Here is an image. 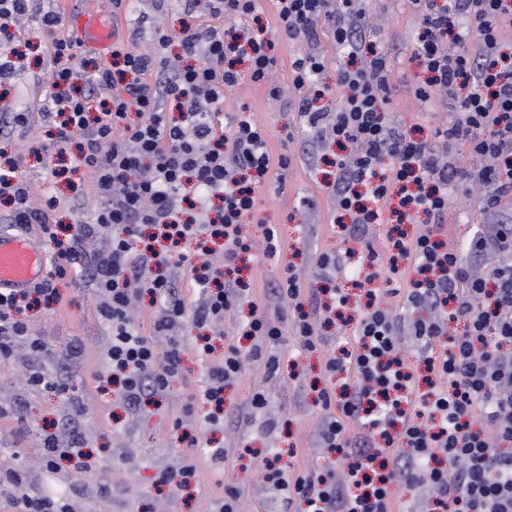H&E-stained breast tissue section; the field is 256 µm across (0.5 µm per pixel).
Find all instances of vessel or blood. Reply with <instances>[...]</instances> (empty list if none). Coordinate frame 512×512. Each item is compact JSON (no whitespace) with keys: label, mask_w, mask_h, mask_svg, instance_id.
I'll list each match as a JSON object with an SVG mask.
<instances>
[{"label":"vessel or blood","mask_w":512,"mask_h":512,"mask_svg":"<svg viewBox=\"0 0 512 512\" xmlns=\"http://www.w3.org/2000/svg\"><path fill=\"white\" fill-rule=\"evenodd\" d=\"M73 37L83 47L103 54L112 45L111 27L101 24L90 12L77 18ZM48 263V254L35 236L0 230V290L19 291L33 286L45 277Z\"/></svg>","instance_id":"vessel-or-blood-1"}]
</instances>
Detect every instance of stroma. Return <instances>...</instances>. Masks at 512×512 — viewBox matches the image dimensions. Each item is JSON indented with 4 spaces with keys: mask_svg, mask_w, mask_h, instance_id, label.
<instances>
[{
    "mask_svg": "<svg viewBox=\"0 0 512 512\" xmlns=\"http://www.w3.org/2000/svg\"><path fill=\"white\" fill-rule=\"evenodd\" d=\"M362 5L374 18L366 38L387 53L394 70L393 88L385 106L390 120L407 129L420 126L429 135L446 129L453 119L447 97L436 96L430 103L415 97L419 69L413 60V32L417 17L411 7L406 0H363ZM39 7L58 13L60 24L51 35L34 22L10 31L11 43L21 57L9 81L10 93L0 101V108L28 113L31 126L1 131L0 150L20 158L34 201H42L48 195L59 199L55 223L88 222L101 201L92 194L90 180L76 154H69L65 161L67 173L53 179L48 170L58 162L55 153L47 152L39 159L30 153L32 130L42 123L43 104L50 89L53 38L70 37L74 18L90 8L99 12L104 24H116L122 41L141 50L152 48L155 30L161 26L176 35L187 24L225 28L229 22L202 11L190 16L172 5H160L158 0H133L127 9L116 8L113 0H40ZM310 51L325 57L327 68L322 81L334 84L336 67L344 58L327 34H320L313 44L281 40L276 47L272 84L246 79L226 89L223 110L215 122L217 134H225L230 117L239 110H247L270 132L271 151L277 154L285 149L292 158L290 165L281 170L279 179L259 188L263 211L246 219L254 259L247 262L242 275L255 282L257 298L272 312L277 311L279 304L269 288L289 267L306 287L322 288L329 284L350 294L352 304L361 306L366 301L362 289L354 285L350 268L338 271L329 282L319 277L316 268V255H335L347 245L333 222L336 203L327 187L336 171L323 162L324 157L335 153L336 147L331 142L318 141L301 124L293 108L298 93L293 87L291 64L296 54ZM273 84L278 87L274 100L268 96ZM77 185L84 189L79 197L73 192ZM267 223L276 226L285 242L283 252L275 258L264 254L263 226ZM489 223L476 200L459 198L448 206L443 238L449 246L457 248L475 232L486 231ZM56 286L60 303L35 310L30 322L34 334L44 338L51 350L46 367H66L68 390L60 393L29 386L24 367L32 356L26 348H18L9 361L0 360V404L22 405L26 415L22 423L0 418V467L25 466L37 488H58L61 483L41 473L39 450L45 426L60 425L70 413V400L74 397L85 409L81 422L85 444L97 455L92 478L74 473L64 483L75 490L74 512H212L228 486L242 490V512H274L275 495L267 485L253 481L268 450L296 447L297 454L289 461L296 470L327 466L318 436L327 411L317 402L309 384L321 375L327 357L337 354L340 347L354 345L352 328L339 330L325 325L323 317H316L315 328L321 338L316 349L301 348L292 339L276 347L274 353L280 359L281 369L272 378L266 377L263 368L246 365L236 384L224 392L223 427L214 428L204 422V407L198 399L205 384L206 368L189 348L183 355L185 373L172 382L163 409L146 405L132 413L116 391H100L98 379L107 373L101 350L109 329L98 315L94 287L78 267L57 280ZM259 387L267 392L268 405L255 411L250 398ZM189 405L194 413L186 418L187 427L196 430L203 440L211 441L213 447L228 449L229 457L220 471L209 459H200L203 492L187 499L153 487L151 479L158 471L177 465L178 454L170 428L175 417ZM98 483L108 485V494L95 491Z\"/></svg>",
    "mask_w": 512,
    "mask_h": 512,
    "instance_id": "1",
    "label": "stroma"
}]
</instances>
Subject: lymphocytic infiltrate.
Segmentation results:
<instances>
[{
    "label": "lymphocytic infiltrate",
    "instance_id": "f902f5d3",
    "mask_svg": "<svg viewBox=\"0 0 512 512\" xmlns=\"http://www.w3.org/2000/svg\"><path fill=\"white\" fill-rule=\"evenodd\" d=\"M280 33L290 41H311L320 23L346 57L336 69V83L323 84L324 57L299 54L292 61L293 82L300 93L298 110L316 136L330 135L341 153L333 159L336 179L331 192L337 209L354 213L342 226L344 239L355 238L363 224L382 223L391 213L396 225L419 224L415 236L399 234L393 252L381 258L368 249V266L386 262L390 295H403L413 309L430 311L411 323V332L427 348L415 364L399 340L400 324L390 310L377 306L373 275L372 309L354 326L356 343L341 347L326 362L330 374L345 375L338 413L326 416L319 437L328 453L347 459L345 477L335 471L303 470L287 476L280 461L288 452H271L261 463L264 479L280 490L279 512L303 502L305 512H393L392 483L397 472L426 481L436 512H512V215L502 209L512 196V63L501 52L503 31L512 26V0H409L419 18L413 36L415 59L425 74L416 97L429 101L443 94L455 111L443 131L444 141L460 145L483 167L466 169L443 155L435 140L411 135L388 121L384 104L392 86L389 58L367 42L370 16L348 5L342 14L331 0H274ZM183 11L198 8L231 20V27L187 26L179 35L156 32L153 54L112 45L111 64L80 76L72 39L52 43L50 104L43 114L53 147L77 144L78 161L102 204L90 224L77 223L70 233L50 228L59 201L48 196L42 208L29 205V189L20 175V159L0 153V197L10 211L6 224H43L54 252L51 278L18 293L0 291V357L17 345L31 351L27 368L33 387H61L59 373L48 370L49 349L31 335L17 314L29 303L58 301L55 286L79 262L77 245L89 234L106 249L86 270L95 285L98 313L109 328L103 361L108 382H120L127 407L138 409L165 395L183 371L184 339L179 334L185 313L206 325L225 311L248 307L242 329L248 349L228 346L214 357L209 337L196 339L198 359L207 365L199 393L209 404L208 423L224 411V387L240 375L244 362L263 364L275 376L279 359L269 346L292 334L314 349V315L318 297L294 276L276 284L287 299L289 323L272 320L267 307L252 301L251 288L226 274L248 252L243 218L258 209L256 191L287 168L288 153L272 154L265 129L250 116L238 115L228 135L216 134L214 118L225 89L243 79L264 80L274 66L275 43L266 34L242 37L233 22L252 17L257 0H183ZM199 56L182 65L169 48ZM249 67L239 71L240 58ZM85 86H78V79ZM335 95L334 111L317 107ZM180 118L167 121V108ZM477 197L495 221L492 234H476L465 250L448 248L440 238L442 219L452 197ZM162 232V245L142 243L144 228ZM224 240V263L215 265L210 239ZM189 267L199 302L187 309L172 275L173 264ZM149 296L155 307L151 333L130 314L132 296ZM167 337L169 349L158 358L154 339ZM81 407L62 423L69 446L46 434L40 457L44 472L58 476L63 467L86 473L96 465L80 429ZM358 431L348 435V424ZM172 436L180 448L177 467L160 471L159 486L179 494L199 491L197 459L224 462L225 449L205 448L200 436L174 421ZM23 469L0 471V492L12 494L15 512H71L67 491L28 493Z\"/></svg>",
    "mask_w": 512,
    "mask_h": 512
}]
</instances>
